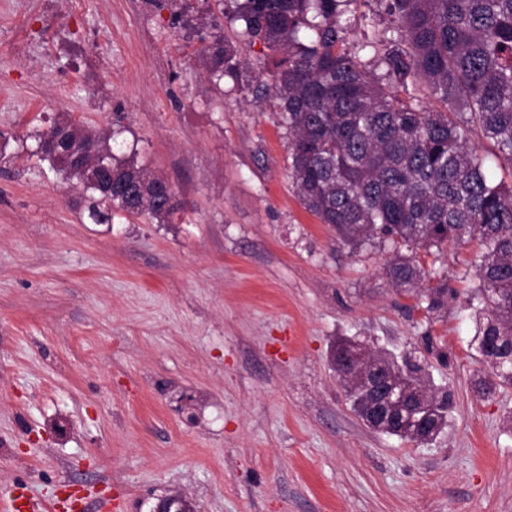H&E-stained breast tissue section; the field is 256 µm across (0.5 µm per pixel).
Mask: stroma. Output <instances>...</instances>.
<instances>
[{"label":"stroma","mask_w":512,"mask_h":512,"mask_svg":"<svg viewBox=\"0 0 512 512\" xmlns=\"http://www.w3.org/2000/svg\"><path fill=\"white\" fill-rule=\"evenodd\" d=\"M233 0H0V497L54 502L68 479L96 512H512V385L481 395L468 300L477 241L422 259L448 289L427 319L386 273L380 239L344 241L302 205L288 136L246 82L209 78L204 19ZM180 22H173V12ZM347 41L383 37L352 0ZM251 75L275 58L224 23ZM115 128L114 152L172 186L166 223L86 218L76 181L22 141L59 119ZM397 355L444 344L443 432L418 443L354 412L339 337Z\"/></svg>","instance_id":"1"}]
</instances>
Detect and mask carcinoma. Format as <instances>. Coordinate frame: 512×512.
I'll list each match as a JSON object with an SVG mask.
<instances>
[{
    "instance_id": "1",
    "label": "carcinoma",
    "mask_w": 512,
    "mask_h": 512,
    "mask_svg": "<svg viewBox=\"0 0 512 512\" xmlns=\"http://www.w3.org/2000/svg\"><path fill=\"white\" fill-rule=\"evenodd\" d=\"M345 0H241L231 19L279 57L260 77L257 96L271 101L288 131L289 171L305 209L353 244L376 237L390 244L389 279L418 288L416 249L439 252L448 243L478 238L479 281L475 332L500 383L512 385V186L491 183L483 157L469 144L480 131L512 164V0H379L396 37L381 53L374 43L365 61L346 46ZM203 48L209 75L241 80L243 63L222 44ZM443 109L433 111L427 99ZM105 137L68 121L34 136L30 155L47 161L89 193L87 219L112 223V208L163 223L170 185L112 152ZM57 140V150L43 145ZM418 306L431 316L448 310V289L428 288ZM425 354L386 359L412 374L411 394L396 410L392 436L416 442L413 426L441 433L453 393L427 381L429 358L448 364V353L429 336Z\"/></svg>"
}]
</instances>
